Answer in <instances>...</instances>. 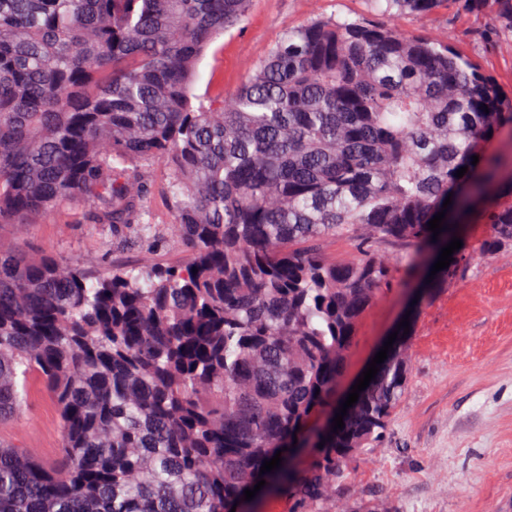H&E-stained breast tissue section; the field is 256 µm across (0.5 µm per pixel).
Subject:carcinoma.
Instances as JSON below:
<instances>
[{"label":"carcinoma","mask_w":512,"mask_h":512,"mask_svg":"<svg viewBox=\"0 0 512 512\" xmlns=\"http://www.w3.org/2000/svg\"><path fill=\"white\" fill-rule=\"evenodd\" d=\"M450 1L512 32V0H371L285 31L234 93L200 96L199 61L252 0H0V424L35 377L63 433L52 467L0 440V512H231L284 447L310 449L286 474L290 512H376L337 479L386 432L404 349L342 430L310 425L391 279L379 248L441 250L454 226L435 241L428 222L446 197L457 211L512 171L488 148L512 92L449 39L374 17ZM156 164L182 261L93 272L5 234L77 209L114 245L148 238ZM484 223L482 254L512 247V199Z\"/></svg>","instance_id":"1"}]
</instances>
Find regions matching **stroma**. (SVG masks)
Instances as JSON below:
<instances>
[{"label":"stroma","mask_w":512,"mask_h":512,"mask_svg":"<svg viewBox=\"0 0 512 512\" xmlns=\"http://www.w3.org/2000/svg\"><path fill=\"white\" fill-rule=\"evenodd\" d=\"M369 0H254L241 28L225 34L198 65V93L235 91L286 30L323 17L370 14ZM403 33L452 37L455 49L504 89H512V35L491 29L484 16L442 10L422 19L394 18ZM146 208L161 229L153 258L167 263L183 251L163 229L171 216L161 190ZM490 234L477 209L461 225L453 276L431 275L432 257L405 243L383 251L392 279L363 314L340 380L349 392L401 320L411 375L385 437L349 465L340 483L379 512H512V248L491 257L480 246ZM100 224L53 214L26 224L19 241L29 252L52 253L94 270L132 264L141 248L108 251ZM0 438L33 448L53 463L61 446L57 406L29 382L22 409L0 425Z\"/></svg>","instance_id":"stroma-1"}]
</instances>
